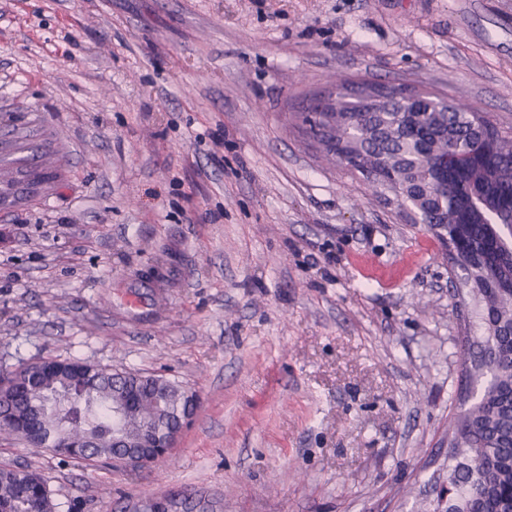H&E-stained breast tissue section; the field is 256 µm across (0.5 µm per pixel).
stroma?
Here are the masks:
<instances>
[{"label":"stroma","instance_id":"obj_1","mask_svg":"<svg viewBox=\"0 0 512 512\" xmlns=\"http://www.w3.org/2000/svg\"><path fill=\"white\" fill-rule=\"evenodd\" d=\"M369 79L512 128V0H0V371L162 374L132 471L0 440L56 512H430L461 343L446 246L301 128Z\"/></svg>","mask_w":512,"mask_h":512}]
</instances>
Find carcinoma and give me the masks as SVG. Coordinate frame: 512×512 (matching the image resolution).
I'll use <instances>...</instances> for the list:
<instances>
[{
	"mask_svg": "<svg viewBox=\"0 0 512 512\" xmlns=\"http://www.w3.org/2000/svg\"><path fill=\"white\" fill-rule=\"evenodd\" d=\"M419 111L404 110L394 88L381 99L338 93L327 106L329 138L349 169L369 166L393 183L403 202L428 219L457 224L467 240L466 299L480 336H463L457 395L464 410L448 433V482L442 512H512V129L423 92ZM0 436L39 443L76 461L112 459L119 431L134 443L151 429L160 438L185 409L184 387L162 375L136 377L80 362L42 360L0 375ZM0 512H55L43 478L26 468L0 469Z\"/></svg>",
	"mask_w": 512,
	"mask_h": 512,
	"instance_id": "1",
	"label": "carcinoma"
}]
</instances>
